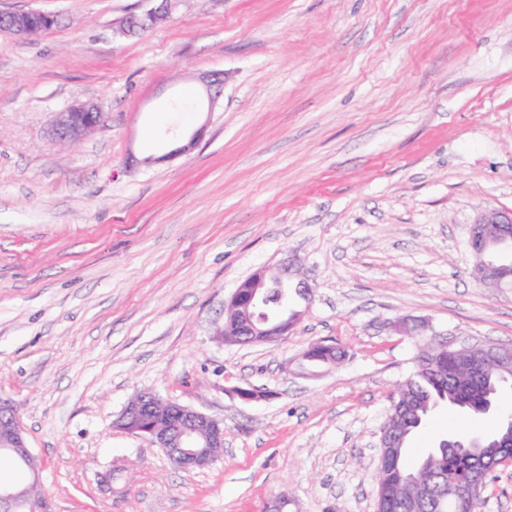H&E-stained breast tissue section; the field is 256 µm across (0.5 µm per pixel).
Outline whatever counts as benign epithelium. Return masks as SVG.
I'll return each mask as SVG.
<instances>
[{
    "mask_svg": "<svg viewBox=\"0 0 512 512\" xmlns=\"http://www.w3.org/2000/svg\"><path fill=\"white\" fill-rule=\"evenodd\" d=\"M150 7L138 14L128 16L122 27L126 35H137L140 32L165 20L174 0H144ZM27 30V11H0V33L19 36ZM206 87L210 106H215L221 95L223 79L218 73L202 77ZM100 114V108L92 102H76L66 109L55 112L50 124V136L56 142H76L98 127L94 117ZM496 231L508 248L500 254L506 258L512 254V210L489 208L484 210L475 223L470 225L469 244L472 250L483 248L491 231ZM484 278L482 286L496 288L503 278L506 268L499 266L489 258L482 260ZM292 278V264L285 263L275 271L260 269L250 275L251 288L236 289L228 309L229 321L235 324L238 334L251 338L253 344H270L291 331L298 319V314L285 315L276 321H259L255 319V310L265 297V289L281 287ZM488 359L498 364L504 371H509L512 361V348L496 345L488 352ZM141 399L124 407L115 421V425L124 428L128 420H137L142 428L136 430L169 458L175 465L183 468L203 469L214 463L212 455L198 450L202 436L215 448L224 447V425L221 421L196 409L180 404H169L178 415L179 422L169 426L164 432L158 433L148 425L147 416L156 400L151 392L140 393ZM0 450L11 454L30 471L31 483H38L39 465L37 457L31 452L23 425L8 402L0 400ZM439 475L430 470H417L408 477L413 486L412 503L419 506L430 499L438 483ZM484 487V476L477 473L473 465L464 471L461 489L454 497L456 512H468L473 496L479 494ZM43 505L29 499L27 489L21 483H0V512H42Z\"/></svg>",
    "mask_w": 512,
    "mask_h": 512,
    "instance_id": "obj_1",
    "label": "benign epithelium"
}]
</instances>
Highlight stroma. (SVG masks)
Here are the masks:
<instances>
[{
  "instance_id": "obj_1",
  "label": "stroma",
  "mask_w": 512,
  "mask_h": 512,
  "mask_svg": "<svg viewBox=\"0 0 512 512\" xmlns=\"http://www.w3.org/2000/svg\"><path fill=\"white\" fill-rule=\"evenodd\" d=\"M144 7L0 0L54 18L0 35V399L44 512H375L421 340L512 347V288L481 287L467 247L512 209V0H179L121 36ZM78 101L101 124L53 144ZM288 259L311 289L288 335L217 339L240 282ZM322 340L345 358L308 365ZM142 391L223 421L221 457L185 470L116 427ZM506 414L512 388L477 419L439 407L408 460ZM148 4L152 2H160L158 5H152L141 11L139 14L128 16L122 27V32L126 35H137L161 21H164L171 10L174 0H143ZM0 446L2 447L0 450L6 452H0V460L2 454L8 455L22 468L15 459L17 458L29 469L32 477L31 484H37L39 471L37 457L28 446L24 427L15 411L8 402L2 400H0Z\"/></svg>"
}]
</instances>
